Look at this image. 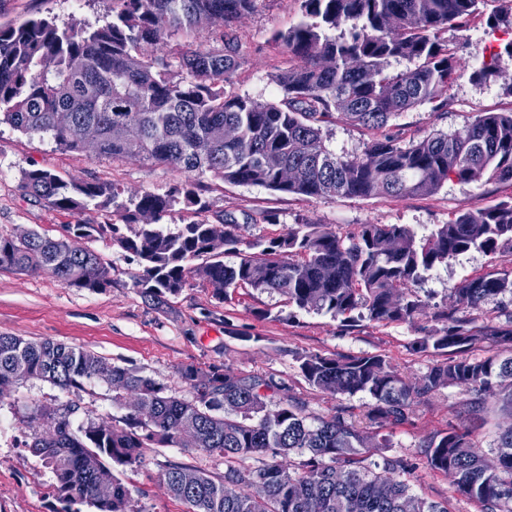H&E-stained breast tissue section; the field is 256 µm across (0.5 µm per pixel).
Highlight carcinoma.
I'll return each mask as SVG.
<instances>
[{"instance_id": "obj_1", "label": "carcinoma", "mask_w": 512, "mask_h": 512, "mask_svg": "<svg viewBox=\"0 0 512 512\" xmlns=\"http://www.w3.org/2000/svg\"><path fill=\"white\" fill-rule=\"evenodd\" d=\"M256 0H112V21L92 31L61 29L48 19L0 26V123L26 134L50 136L59 147L80 151L64 125L69 118L99 140L98 154L139 158L184 173L209 172L237 185L328 199L404 196L436 191L451 176L477 182L484 175L512 181V111L484 112L470 125L435 133L405 147L384 136L359 154H338L322 137L321 124L338 112L354 125L379 130L400 113L426 103L442 107L459 77L455 56L441 33L457 28L486 0H297L303 19L271 44L290 58L275 76L278 102L229 95L245 62L235 44L198 45L181 55L178 77L165 55L146 43L191 38L204 27L224 28L253 12ZM487 23L512 24V0ZM393 60L410 67L389 70ZM136 124L131 143L121 134ZM276 153L295 170L281 182L265 163ZM25 188L52 207L79 215L89 206L114 208L134 236L118 224H74V237L36 230L25 238L0 234V270L44 273L68 288L99 291L111 280L102 256L77 244L95 234L136 258L133 286L161 308L198 283L225 301L238 288L278 293L299 310L324 312L348 328L362 321L388 325L422 321L414 350L444 355L410 381L382 355L298 357L304 380L331 395L365 393L372 399L369 428L344 408L313 418L306 405L270 379L229 364L205 369L185 365L176 374L191 394L182 398L155 378L120 364L103 373L95 353L50 340L0 335V398L29 380L79 391L103 382L116 395L138 393L152 418L130 411L123 424L86 419L73 427L77 406L38 405L23 419L31 429V454L54 477L59 512L86 504L96 512H142L119 472L142 462L145 448H178L184 429L195 448L224 457V473L212 475L181 463L166 464L167 493L187 512H309L297 488L322 503V512H448L442 503L415 495L391 473L409 464L385 459L383 472L363 466L365 457L389 447L381 429L407 422L414 408L444 390L463 385L465 418L487 411L486 395L512 388V321L472 327L463 308L509 294L512 275L492 270L452 289L454 305L441 307L414 286L449 258L480 250L495 256L512 249V204L476 208L427 236L406 224H361L344 236L322 224H297L260 251L232 230L235 220L196 221L176 233L158 222L175 203L171 195L145 193L123 201L113 183L65 180L45 169L25 173ZM149 212L155 223L142 224ZM238 258L232 265L224 256ZM478 343L498 351L486 358L467 352ZM275 408H269L274 396ZM496 464L488 465L468 428L451 427L423 444L427 465L452 478L455 492L481 512H512V421L499 427ZM89 454L98 457L93 470ZM253 459L257 466H240Z\"/></svg>"}]
</instances>
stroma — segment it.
Segmentation results:
<instances>
[{
    "label": "stroma",
    "instance_id": "stroma-1",
    "mask_svg": "<svg viewBox=\"0 0 512 512\" xmlns=\"http://www.w3.org/2000/svg\"><path fill=\"white\" fill-rule=\"evenodd\" d=\"M496 0H485L480 11L460 29L445 31L443 37L454 51L460 76L448 91V102L440 109L424 104L392 119L384 132L401 145L419 141L435 132H450L473 122L484 112L512 110V58L502 55L512 40V27L489 28L487 18L496 10ZM48 18L62 28H96L112 19V0H0V26L17 25ZM302 18L296 0H257L253 12L227 29L247 58L237 71L230 93L260 101L281 98L273 78L288 66L286 52L274 49V32L297 25ZM498 57L495 81L477 84L470 74L482 63ZM327 145L336 153L355 154L375 138V131L350 124L341 114L322 125ZM45 169L64 179L104 181L118 185L123 198L144 193L178 195L186 179L201 185L204 210L176 203L160 221L167 233L177 232L193 221L216 222L231 215L243 242L262 244L298 224H324L344 234L361 224H407L418 235L429 234L438 224L459 213L491 208L512 202V182L480 180L464 183L454 179L427 195L374 196L367 199L336 197L316 199L270 191L261 186L235 185L210 173L194 176L170 167L139 159L115 160L88 152L59 148L49 137L21 133L0 124V234L36 230L58 238L69 224H103L112 219L111 210L89 207L79 215L57 210L33 197L23 186L25 171ZM89 247L98 251L110 267L111 283L91 292L68 288L44 274L0 270V334L32 341L50 339L95 352L107 362H126L167 384L178 395L186 389L176 377L178 367L193 364L207 367L227 363L235 369L273 380L288 395L305 402L312 417H326L336 408L349 410L360 426H367L368 395L333 396L310 387L302 377L297 358L304 353L324 355H386L404 376L423 375L439 358L427 349L412 351L419 336L418 325L392 323L381 326L368 321L359 327H342L329 315L305 312L289 306L277 293L250 288L237 289L229 300L213 298L209 288L197 285L170 298L163 308L145 303L133 285L139 266L134 256L109 240L94 238ZM512 271V249L502 248L493 257L469 251L438 265L419 284L420 295L445 304L460 283L491 270ZM506 388L488 395L485 420L470 422L472 437L486 458L495 455L497 425L512 421L500 407ZM112 390L103 384L84 391H64L47 382L31 380L17 385L0 399V418L14 426L13 438L0 440V512H53L56 501L49 494L52 476L26 447L30 431L21 418L37 405L75 404L72 424L89 417L121 421L124 404L113 401ZM464 388H448L419 405L409 422L384 428L389 446L368 456L367 466L383 458H404L410 470L400 472L418 494L444 502L449 512H480L476 502L454 492L445 474L430 469L420 450L433 435L461 425L459 403ZM173 461L211 473L224 470L223 457L194 448H149L140 466L125 469L123 481L131 488L144 512H186L181 501L171 498L162 483V467Z\"/></svg>",
    "mask_w": 512,
    "mask_h": 512
}]
</instances>
